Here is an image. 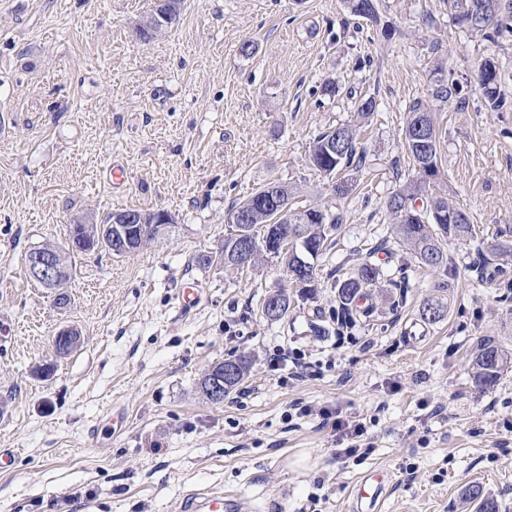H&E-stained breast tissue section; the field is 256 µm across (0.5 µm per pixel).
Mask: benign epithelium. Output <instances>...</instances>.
<instances>
[{
    "label": "benign epithelium",
    "mask_w": 512,
    "mask_h": 512,
    "mask_svg": "<svg viewBox=\"0 0 512 512\" xmlns=\"http://www.w3.org/2000/svg\"><path fill=\"white\" fill-rule=\"evenodd\" d=\"M179 4L176 0H160V8L156 11L152 30L155 34L168 31L177 17ZM169 226V217L163 210L154 211L151 216H143L138 212L123 211L108 217L97 225L96 234L86 243L90 250L105 248L114 254L138 250L147 242L162 235ZM239 242L235 250L225 252L219 250L210 255L212 263L237 269H248L252 265L255 247L250 236L242 230L237 231ZM54 248L38 249L30 254L28 263L33 277L45 286L52 288L65 273L63 266L56 260ZM233 372L222 368L210 373L207 381L208 393L212 401L220 403L224 400L226 380Z\"/></svg>",
    "instance_id": "benign-epithelium-1"
}]
</instances>
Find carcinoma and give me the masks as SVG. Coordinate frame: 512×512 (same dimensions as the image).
<instances>
[{"label":"carcinoma","mask_w":512,"mask_h":512,"mask_svg":"<svg viewBox=\"0 0 512 512\" xmlns=\"http://www.w3.org/2000/svg\"><path fill=\"white\" fill-rule=\"evenodd\" d=\"M448 12L458 26L468 29L484 40L497 43L512 36V0H446ZM350 14L367 19H377L378 0H345ZM478 86L482 92L485 106L493 112H505L509 104L501 90L499 72L494 59L482 58L474 66ZM456 81L441 79L433 91V97L439 101H448L457 92ZM374 101L372 96H362L356 104L354 122L339 124L321 133L312 149V165L321 173L332 170H345L351 166L357 168L365 163L366 152L359 148L357 127L371 121L374 109H366L364 101ZM426 123L428 136L432 144L425 147L416 141L413 134L418 119ZM336 142V160L326 154V144ZM439 131L436 113L432 109L416 102L408 112L404 128V145L414 170L413 176L397 190L387 196L385 207L393 221V232L397 242L410 250V254L426 267L448 273L450 259L447 245L450 240L465 241L474 237L476 229L472 218L460 209L446 194L433 191L440 176L438 166ZM315 215L312 220L309 215ZM342 226V217L327 212L320 213L309 207L292 211L288 223L274 222L272 210L254 205L248 222V230L257 242L261 255L263 245L260 240L279 235L288 240H296L295 248L281 257L285 267H291L300 260L310 262L322 257L335 243L334 235ZM380 276L379 268L370 260L363 261L358 268L345 278L334 283L337 289L338 306L332 314V320L341 326L356 323L362 317H368L370 304H359L369 298L367 289L374 286ZM446 312L443 302L433 300L424 305L422 316L428 322H437ZM225 365L234 369V378L228 391L236 390L246 378L251 361L242 356L225 361ZM512 367V352L494 344L491 340L480 341L478 353L472 361L476 383L483 388L495 386L501 375ZM463 502L474 508L475 512H499V503L484 492L481 484L474 482L462 492Z\"/></svg>","instance_id":"obj_1"}]
</instances>
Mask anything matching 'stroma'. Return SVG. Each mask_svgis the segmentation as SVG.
<instances>
[{
	"mask_svg": "<svg viewBox=\"0 0 512 512\" xmlns=\"http://www.w3.org/2000/svg\"><path fill=\"white\" fill-rule=\"evenodd\" d=\"M156 3L0 0V451L11 456L0 512H175L196 491L234 496L241 512H347L372 470L393 478L381 512H466L471 482L512 512V368L485 390L471 373L480 339L512 351V257L494 254L512 243V112L487 110L472 68L495 58L512 98V41L472 36L445 0H380L376 23L344 0H183L172 28L141 41ZM443 70L459 99H434ZM330 81L337 94L324 93ZM360 94L377 103L360 130L367 159L346 169L356 188L337 198L310 153L352 120ZM418 101L438 118L436 190L476 235L449 242L448 274L408 263L402 297L384 201L411 170L404 126ZM270 182L343 218L313 298L289 289L277 322L258 309L286 279L280 261L247 273L196 263L223 244L231 206ZM127 208L173 222L129 255L71 253L70 303L56 308L27 253L67 247L70 225ZM366 258L380 269L372 316L334 331L332 283ZM432 299L447 307L436 323L421 316ZM65 326L81 344L60 358ZM283 347L304 353V377L270 368ZM243 355L245 383L206 400L208 369ZM45 363L52 374L37 376ZM304 406L314 415L295 416ZM321 408L360 416L356 456L335 458Z\"/></svg>",
	"mask_w": 512,
	"mask_h": 512,
	"instance_id": "35a3bbf8",
	"label": "stroma"
}]
</instances>
